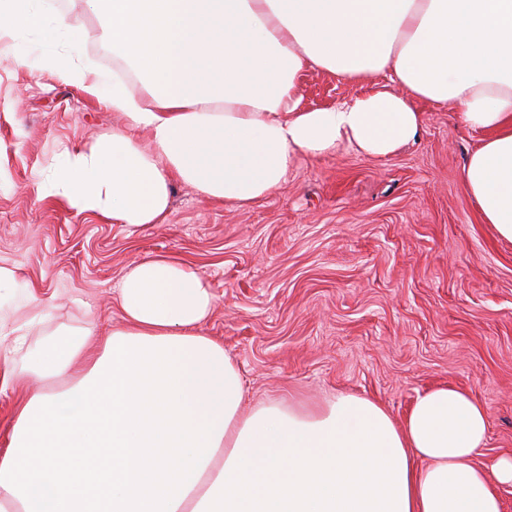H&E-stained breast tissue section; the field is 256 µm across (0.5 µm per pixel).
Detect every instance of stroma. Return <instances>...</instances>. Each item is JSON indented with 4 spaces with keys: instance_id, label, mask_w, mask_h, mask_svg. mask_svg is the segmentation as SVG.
Instances as JSON below:
<instances>
[{
    "instance_id": "obj_1",
    "label": "stroma",
    "mask_w": 512,
    "mask_h": 512,
    "mask_svg": "<svg viewBox=\"0 0 512 512\" xmlns=\"http://www.w3.org/2000/svg\"><path fill=\"white\" fill-rule=\"evenodd\" d=\"M61 3L82 15L83 52L107 70L101 18L84 0ZM56 43L47 29L0 48V261L29 284L26 311L107 334L121 322L123 274L169 255L210 282L206 333L239 365L246 405L353 393L400 422L421 393L449 384L487 409L478 462L512 455V242L482 222L464 185L479 136L455 107L419 103V139L387 158L348 147L297 156L283 187L247 207L175 184L165 222L132 231L37 197L60 146L122 121L33 66ZM300 88L308 109L365 91L318 69Z\"/></svg>"
}]
</instances>
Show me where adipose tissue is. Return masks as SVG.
Here are the masks:
<instances>
[{"label": "adipose tissue", "mask_w": 512, "mask_h": 512, "mask_svg": "<svg viewBox=\"0 0 512 512\" xmlns=\"http://www.w3.org/2000/svg\"><path fill=\"white\" fill-rule=\"evenodd\" d=\"M104 20L112 89L80 52L82 20L0 0V38L51 27L42 61L124 122L61 147L39 197L136 230L162 223L173 181L244 206L294 159L348 146L386 158L422 131L417 102L480 133L463 180L512 241V0H87ZM316 68L366 86L304 109ZM123 325L60 326L0 312V383L36 379L0 452V512H501L512 456L475 457L487 411L441 385L403 423L352 394L244 406L236 363L204 328L210 285L167 255L118 290Z\"/></svg>", "instance_id": "ef3b65f1"}]
</instances>
